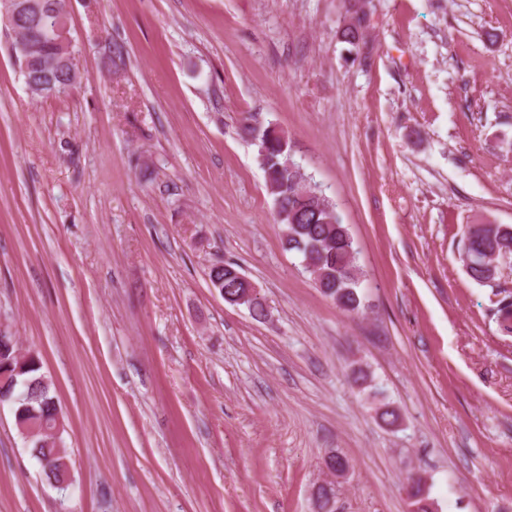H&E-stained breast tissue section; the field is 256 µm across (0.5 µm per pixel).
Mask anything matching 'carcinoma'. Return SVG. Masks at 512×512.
I'll use <instances>...</instances> for the list:
<instances>
[{
	"instance_id": "cac0c4a2",
	"label": "carcinoma",
	"mask_w": 512,
	"mask_h": 512,
	"mask_svg": "<svg viewBox=\"0 0 512 512\" xmlns=\"http://www.w3.org/2000/svg\"><path fill=\"white\" fill-rule=\"evenodd\" d=\"M68 46L55 43L46 37L36 41V48L28 53L34 64L19 68L23 81H33L43 86L45 97H69L77 90V82L70 75L65 63ZM243 137L258 141L259 157L266 176V183L275 187V222L281 226L282 246L289 253L302 258L304 269L318 272L314 279L317 290L332 300L345 312H358L365 308L364 296L359 292L360 268L357 265V248L347 225L336 214L335 206L324 195H301L296 185L312 179L292 159V146L288 137L280 135L271 126L258 129L243 124ZM512 246V225L493 224L489 221L467 227L463 236V253L468 262V275L480 284L493 286L497 277L492 254L496 250ZM241 271L234 263L224 262L211 267V285L224 290V300L236 305L245 285ZM496 301L494 315L500 331L512 335V293ZM253 315H266V303L262 295H255L240 303ZM17 345L8 332H0V373L8 374L15 381L8 404L12 406L15 420H26L39 433L23 435L31 445L38 461H47L41 467L49 485L61 488L70 478V467L63 444L65 426L58 425L61 411L53 391V382L42 372V360L35 353L24 362L15 357ZM411 512H433V502L425 495L422 480L413 483L408 493Z\"/></svg>"
}]
</instances>
